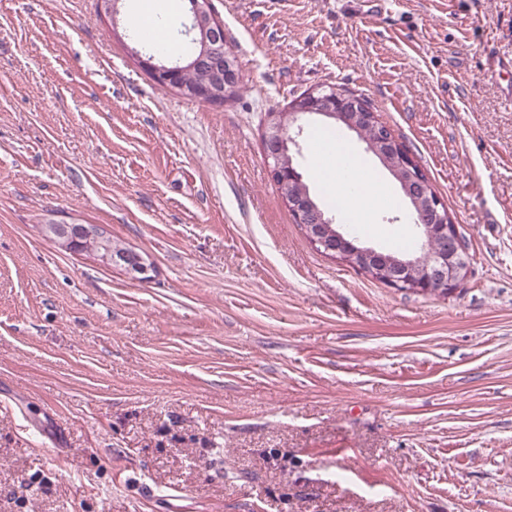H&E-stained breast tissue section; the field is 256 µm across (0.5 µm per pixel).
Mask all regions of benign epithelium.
<instances>
[{"label": "benign epithelium", "mask_w": 512, "mask_h": 512, "mask_svg": "<svg viewBox=\"0 0 512 512\" xmlns=\"http://www.w3.org/2000/svg\"><path fill=\"white\" fill-rule=\"evenodd\" d=\"M189 2L196 50L185 64L168 66L154 61L152 56L143 57L135 49L131 56L154 84L185 97L220 103L240 82L239 64L224 51V24L214 14L210 0ZM312 116L343 122L365 139L368 150L396 176L417 214L418 250L413 255L398 256L349 239L335 219L311 205L298 190L303 177L291 158L299 153L304 121ZM263 152L283 201L318 251L389 288L446 295L467 279L469 253L458 226L452 223L447 204L435 192L426 171L365 99L335 89L318 88L305 93L288 106V111L267 114ZM48 231L65 248L77 241L101 245L106 237L99 224H52ZM100 259L107 266L123 269L135 280L151 279L152 263L135 250L118 257L107 250Z\"/></svg>", "instance_id": "7a95c632"}]
</instances>
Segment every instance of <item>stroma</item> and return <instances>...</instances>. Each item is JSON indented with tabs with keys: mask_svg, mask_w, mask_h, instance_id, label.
<instances>
[{
	"mask_svg": "<svg viewBox=\"0 0 512 512\" xmlns=\"http://www.w3.org/2000/svg\"><path fill=\"white\" fill-rule=\"evenodd\" d=\"M241 81L155 85L132 0H0V512H512V0H211ZM366 97L471 273L441 296L317 251L262 149L315 88ZM315 120L299 164L318 179ZM390 196L353 235L395 248ZM104 225L136 282L44 237ZM100 259L104 265L123 269L135 280L145 282L151 279L150 273L153 272L152 263L135 250L116 257L112 256V253L106 249L104 254L100 256Z\"/></svg>",
	"mask_w": 512,
	"mask_h": 512,
	"instance_id": "obj_1",
	"label": "stroma"
}]
</instances>
